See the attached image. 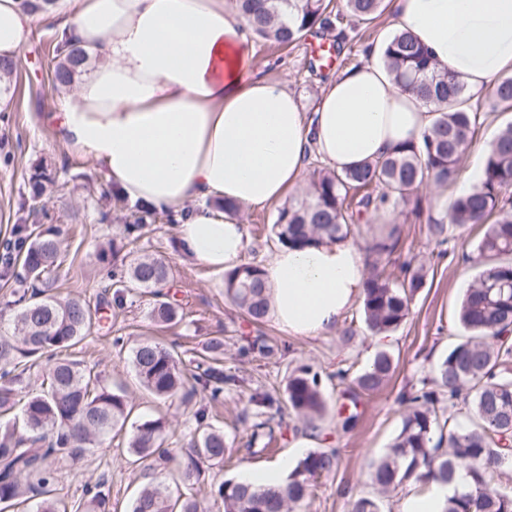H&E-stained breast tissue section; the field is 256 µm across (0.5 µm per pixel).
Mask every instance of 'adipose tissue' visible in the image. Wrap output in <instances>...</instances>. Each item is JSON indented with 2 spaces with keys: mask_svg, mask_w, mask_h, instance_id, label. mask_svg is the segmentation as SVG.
<instances>
[{
  "mask_svg": "<svg viewBox=\"0 0 512 512\" xmlns=\"http://www.w3.org/2000/svg\"><path fill=\"white\" fill-rule=\"evenodd\" d=\"M40 23L84 54L74 92L43 123L121 195L175 214L183 252L216 271L246 249L223 202L280 203L311 159L340 173L421 141L437 118L398 90L377 47L331 76L305 118L287 83L255 74L254 35L234 0H54L39 14L0 0V59L18 60ZM393 29L474 95L512 67V0H394ZM366 270L365 251L327 236L282 249L264 267L270 314L292 334L334 333Z\"/></svg>",
  "mask_w": 512,
  "mask_h": 512,
  "instance_id": "adipose-tissue-1",
  "label": "adipose tissue"
}]
</instances>
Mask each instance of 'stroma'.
<instances>
[{
	"label": "stroma",
	"instance_id": "stroma-1",
	"mask_svg": "<svg viewBox=\"0 0 512 512\" xmlns=\"http://www.w3.org/2000/svg\"><path fill=\"white\" fill-rule=\"evenodd\" d=\"M392 22L393 11L388 8L372 23L365 39L350 29L341 41L330 30L307 35L285 49L258 41L254 44L253 65L261 76L287 82L301 110L311 112L326 77L363 63L368 40L390 32ZM55 37L52 26L37 27L7 87L11 109L0 112V242L11 239L16 224L59 227L62 251L56 273L58 295L78 296L93 303L106 300L101 328L71 347L70 356L95 367L103 384L114 392H125L134 415L164 417L169 423L167 445L178 448L195 427L194 407L183 404L178 395L164 401L155 399L141 386L130 351L142 340H153L174 350L180 368L188 372L210 338H223V369L239 378L240 384L225 393L214 423L223 428L228 444L237 448L238 456L205 470L198 490L202 512H222L221 503L210 493L212 485L239 479L249 468L271 467L286 457L294 462L301 458L292 446L294 438L304 432L301 424L287 418L269 433L254 431L251 423L242 421L252 389L261 385L274 396H283L291 372L308 365L324 376L323 393L333 408L339 402L340 389L328 382V375L347 368L360 373L378 347L386 346L395 364L391 379L378 392L363 397L360 418L352 428L337 429L335 416H328L319 445L337 448L339 465L322 479L303 506V512H351L358 496L373 491L369 461L386 451L401 428L400 396L420 386L449 346L463 334L457 311L477 274L465 256L481 237V228L451 230L447 244L437 246L430 231L439 192L435 185L419 192L420 218L397 216L402 241L396 260L424 262L427 277L424 288L413 299L406 322L381 344L365 332L362 306L358 303L345 313L336 332L327 336L295 335L280 329L271 318L259 328L249 324L225 297L223 273L189 259L175 244L176 233L171 225L149 224L130 252L170 259L174 275L171 293L183 309L181 321L155 325L149 319L153 297L148 291L132 287L125 294L123 306L112 303L106 277L109 263L100 256L102 245L122 240L123 226L131 218L133 204L112 200L111 184L101 180L88 161L68 154L53 130L37 120L39 113L58 111L62 104V93L52 82L57 63L53 52ZM492 94L488 88L478 98L481 110L477 132L458 166L459 172H466L474 160L483 158L499 129L512 121V112L489 111ZM37 179L45 186L38 197L32 192ZM276 211V206L271 205L240 212L246 232L245 261L263 265L276 254L278 246L270 233ZM259 332L286 346V353L274 359L240 355L243 337ZM117 337L123 338V348L114 347ZM131 436V428H124L111 446L92 449L82 459L62 463L56 483L58 495L78 502L84 496L85 485L102 477L107 480L112 512H129L134 496L148 478L168 486L171 494H178L168 465L157 464L146 471L128 463L125 451Z\"/></svg>",
	"mask_w": 512,
	"mask_h": 512
}]
</instances>
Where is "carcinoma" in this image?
I'll return each instance as SVG.
<instances>
[{"instance_id":"obj_1","label":"carcinoma","mask_w":512,"mask_h":512,"mask_svg":"<svg viewBox=\"0 0 512 512\" xmlns=\"http://www.w3.org/2000/svg\"><path fill=\"white\" fill-rule=\"evenodd\" d=\"M251 17L258 38L281 46L299 41L315 27L328 30L353 21L369 25L385 11L384 0H235ZM384 65L398 89L433 106L439 113L424 134L422 145L408 144L387 157L343 173L327 170L314 176L309 191L277 209L274 241L306 247L327 234L340 241L350 228L366 219H381L383 212L408 208L419 215L421 202L414 192L433 182L450 184L458 164L472 143L479 120V106L471 103L464 84L449 69L437 66L427 49L406 33L391 34L382 51ZM80 50L70 49L55 70L53 81L72 82ZM492 111L512 112V74L497 77ZM483 176L468 193L456 197L450 208L451 224L433 225L440 245L448 242L449 227L483 226L476 255L467 259L478 269L458 312L466 336L449 349L421 388L402 395V425L386 452L371 463L370 478L378 495L361 496L353 512H382V498L404 485L422 489L434 482L452 483L460 471L468 481L454 488L443 512H512V494L494 486V478L512 463V122L490 144L484 157ZM157 212L137 208L127 236L156 219ZM14 238L6 241L21 262L29 286L16 300L10 336H0V512H110L105 480L86 489L88 499L70 505L56 496L57 464L81 458L92 448L112 440V430L132 423L128 456L134 462L169 458L163 418L141 417L130 421L132 408L126 396L100 381L92 367L78 360L59 358L94 328L96 316L80 298L60 299L51 283L60 265L61 240L51 229L17 224ZM400 232L391 228L367 247L369 272L363 296L364 328L373 336H388L406 322L415 294L424 286L421 266L406 263L388 269L399 250ZM112 244L110 287L121 295L135 286L150 290L154 301L149 312L156 324L180 317L178 305L159 288L172 276L165 257H139L131 262L119 257ZM263 268L242 263L224 272V295L255 326L265 324L268 298ZM248 356L264 359L282 355L278 345L259 335L241 347ZM224 340L214 338L207 355L185 375L174 351L146 339L131 351L130 360L143 388L157 399L182 391L202 396L193 415L196 426L185 449L186 462L174 479L185 492L171 499L166 487L148 482L134 498L130 512H199L196 485L202 467L222 464L228 453L224 430L211 423L224 390L239 380L224 373L220 362ZM46 359L42 389L23 392L21 377L38 360ZM394 371L393 356L375 353L372 363L355 377L339 370L329 379L347 384L343 394L349 404L338 413L341 427L357 418L359 396L381 389ZM321 378L306 366L288 376L285 397L275 398L256 388L248 405L262 418L257 429L271 428L284 417L318 433L328 412ZM335 448L308 453L288 474L287 487H251L224 480L210 493L221 500L224 512H294L309 498L324 476L338 467Z\"/></svg>"}]
</instances>
